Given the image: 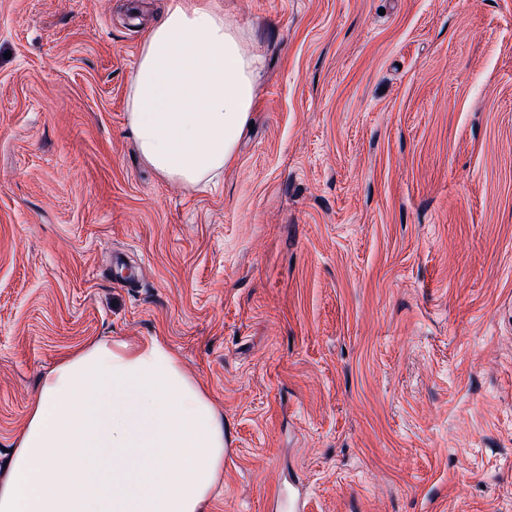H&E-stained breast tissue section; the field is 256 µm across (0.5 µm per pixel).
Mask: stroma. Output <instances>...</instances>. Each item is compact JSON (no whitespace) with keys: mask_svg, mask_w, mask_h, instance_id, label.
<instances>
[{"mask_svg":"<svg viewBox=\"0 0 512 512\" xmlns=\"http://www.w3.org/2000/svg\"><path fill=\"white\" fill-rule=\"evenodd\" d=\"M219 2L253 129L188 187L126 111L158 0H0V467L61 358L158 338L204 512H512V0Z\"/></svg>","mask_w":512,"mask_h":512,"instance_id":"stroma-1","label":"stroma"}]
</instances>
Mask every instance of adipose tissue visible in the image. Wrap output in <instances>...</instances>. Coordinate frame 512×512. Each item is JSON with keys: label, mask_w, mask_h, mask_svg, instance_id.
Returning a JSON list of instances; mask_svg holds the SVG:
<instances>
[{"label": "adipose tissue", "mask_w": 512, "mask_h": 512, "mask_svg": "<svg viewBox=\"0 0 512 512\" xmlns=\"http://www.w3.org/2000/svg\"><path fill=\"white\" fill-rule=\"evenodd\" d=\"M217 0H167L144 37L128 121L164 179L217 180L247 128L261 61ZM224 420L160 339L94 341L29 407L0 512H203L224 473Z\"/></svg>", "instance_id": "adipose-tissue-1"}]
</instances>
